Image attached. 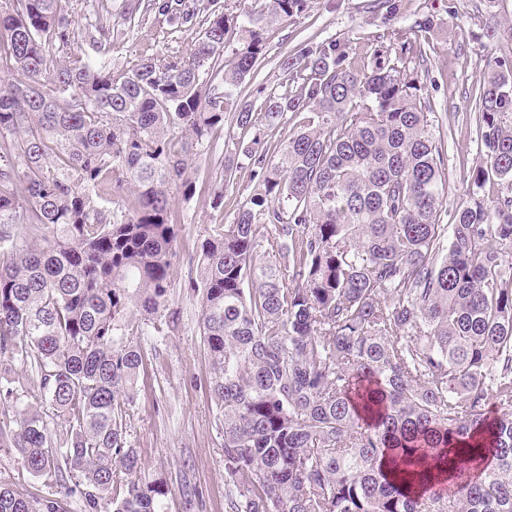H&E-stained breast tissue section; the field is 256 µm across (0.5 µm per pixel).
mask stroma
Here are the masks:
<instances>
[{
  "instance_id": "obj_1",
  "label": "stroma",
  "mask_w": 512,
  "mask_h": 512,
  "mask_svg": "<svg viewBox=\"0 0 512 512\" xmlns=\"http://www.w3.org/2000/svg\"><path fill=\"white\" fill-rule=\"evenodd\" d=\"M398 12L385 17L374 0H308L306 10L287 23L269 26V55L241 88L242 98L257 89L279 87L286 75L279 67L283 56L334 40L358 51L370 50L376 38L388 43L416 39V19L428 17V62L418 77L434 102L433 135L441 146L448 175L447 211H455L468 198L469 174L482 164L479 114L475 97L490 59H512V39L502 36L512 25V0H397ZM133 10L123 33L112 48L114 67L170 50H186L198 37L199 27H184L155 14ZM498 38H491V31ZM215 163H200L196 193L179 202L183 215L176 242L175 289L172 306L179 325L165 336L138 337L144 369L134 405L128 439L138 448L146 476L169 477L183 473L203 493L202 504L186 505L173 492L169 512H224V435L220 415L210 399V366L199 331V307L185 297L189 262L200 249L211 225L232 223L252 189L247 169L236 173L224 187L222 207H214ZM0 479L19 490L38 495L54 493L63 512H85L82 500L65 483L46 486L19 464L9 448L0 446Z\"/></svg>"
}]
</instances>
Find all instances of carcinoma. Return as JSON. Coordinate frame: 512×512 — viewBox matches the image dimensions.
Returning a JSON list of instances; mask_svg holds the SVG:
<instances>
[{
    "label": "carcinoma",
    "mask_w": 512,
    "mask_h": 512,
    "mask_svg": "<svg viewBox=\"0 0 512 512\" xmlns=\"http://www.w3.org/2000/svg\"><path fill=\"white\" fill-rule=\"evenodd\" d=\"M78 2L87 50L73 0H0V357L34 369L29 395L60 422L28 405L0 444L45 484L72 482L87 512H167L172 482L146 477L127 441L136 337L178 327L175 201L231 112L252 136L220 161L214 205L244 167L253 189L185 288L224 429L225 512H512V62L483 73L484 162L444 224L421 40L361 61L323 42L243 101L267 27L306 0L214 7L189 50L122 70L112 4ZM143 9L188 25L200 12ZM290 113L298 130L272 139ZM263 242L274 261L255 260ZM0 512L63 507L0 480Z\"/></svg>",
    "instance_id": "obj_1"
}]
</instances>
